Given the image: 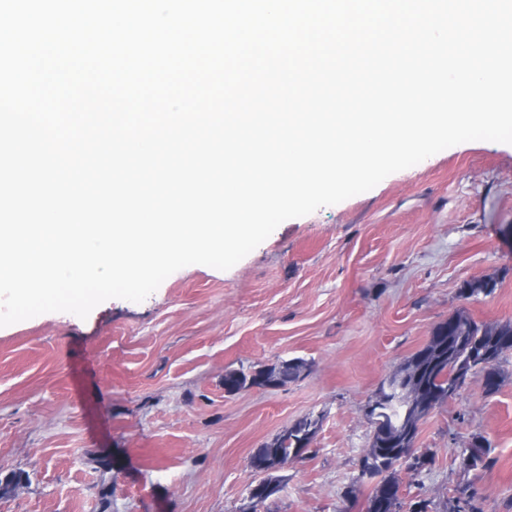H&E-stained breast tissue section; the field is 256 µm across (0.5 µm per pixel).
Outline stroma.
Instances as JSON below:
<instances>
[{"mask_svg": "<svg viewBox=\"0 0 512 512\" xmlns=\"http://www.w3.org/2000/svg\"><path fill=\"white\" fill-rule=\"evenodd\" d=\"M479 279L494 293L461 299ZM460 308L512 321V144L452 146L283 222L229 270L176 271L143 302L0 327V479L22 476L0 512H245L251 454L309 414L312 446L258 512H365L371 484L345 495L372 434L364 409ZM292 358L307 369L287 386L225 393L226 371ZM500 368L496 393L472 376L423 419L415 448L435 463L403 475L404 504L449 512L471 496L512 512V352ZM475 434L495 462L468 471Z\"/></svg>", "mask_w": 512, "mask_h": 512, "instance_id": "35a3bbf8", "label": "stroma"}]
</instances>
